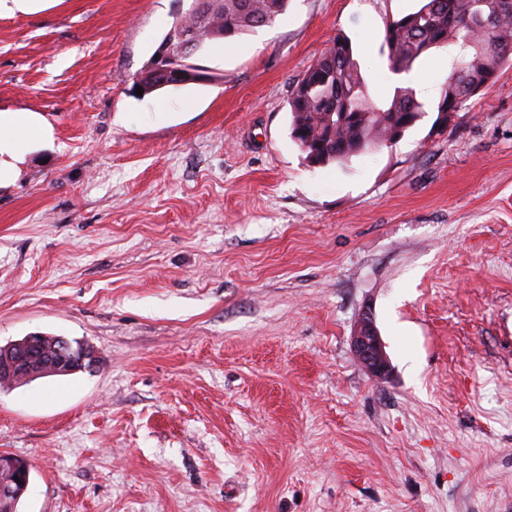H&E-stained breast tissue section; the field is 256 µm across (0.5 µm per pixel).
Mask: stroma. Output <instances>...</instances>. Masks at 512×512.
<instances>
[{
    "mask_svg": "<svg viewBox=\"0 0 512 512\" xmlns=\"http://www.w3.org/2000/svg\"><path fill=\"white\" fill-rule=\"evenodd\" d=\"M417 4L289 0L205 42L216 82L143 96L186 0L0 15V110L45 128L0 184V346L98 357L0 390L20 512H512V62L440 134L432 97L344 165L289 136L336 34L392 96L385 28ZM351 343L358 362L373 377H387L390 363L371 312L361 315L351 336Z\"/></svg>",
    "mask_w": 512,
    "mask_h": 512,
    "instance_id": "1",
    "label": "stroma"
}]
</instances>
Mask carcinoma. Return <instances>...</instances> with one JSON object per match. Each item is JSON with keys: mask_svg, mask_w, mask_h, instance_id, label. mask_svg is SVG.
<instances>
[{"mask_svg": "<svg viewBox=\"0 0 512 512\" xmlns=\"http://www.w3.org/2000/svg\"><path fill=\"white\" fill-rule=\"evenodd\" d=\"M205 0H191L173 24L197 31L198 46L213 39L210 26H224V38L272 24L288 7V0H223L224 11L199 21L196 10ZM494 19L483 31L477 21ZM384 45L389 69L408 73L433 50H448L451 71L448 85L455 91V110L476 95V88L496 79L497 68L512 62V0H423L421 6L386 25ZM290 137L312 166L342 163L365 150L396 143L423 114L410 87H397L391 98L370 95L349 38L338 35L297 82L289 101ZM43 348L31 360L30 375L46 371L55 337L45 336ZM29 382L22 374L0 367V389ZM15 466L0 468V482H13L28 469L16 458Z\"/></svg>", "mask_w": 512, "mask_h": 512, "instance_id": "carcinoma-1", "label": "carcinoma"}]
</instances>
